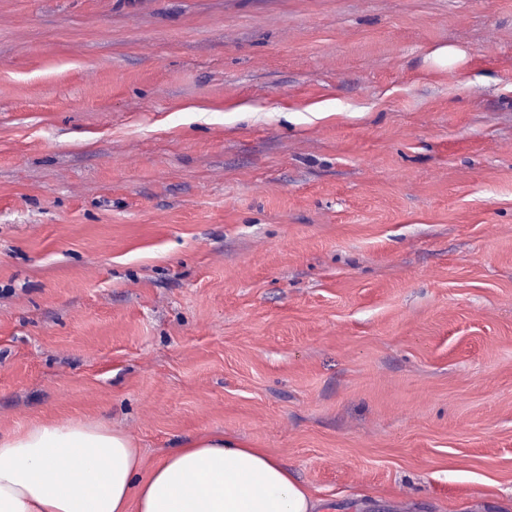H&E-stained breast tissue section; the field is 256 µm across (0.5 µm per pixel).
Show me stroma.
Listing matches in <instances>:
<instances>
[{"instance_id": "1", "label": "stroma", "mask_w": 512, "mask_h": 512, "mask_svg": "<svg viewBox=\"0 0 512 512\" xmlns=\"http://www.w3.org/2000/svg\"><path fill=\"white\" fill-rule=\"evenodd\" d=\"M69 420L512 512V0H0V435Z\"/></svg>"}]
</instances>
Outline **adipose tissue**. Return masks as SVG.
Listing matches in <instances>:
<instances>
[{
    "mask_svg": "<svg viewBox=\"0 0 512 512\" xmlns=\"http://www.w3.org/2000/svg\"><path fill=\"white\" fill-rule=\"evenodd\" d=\"M287 466L213 434L171 449L149 471L102 424H37L0 436V512H314Z\"/></svg>",
    "mask_w": 512,
    "mask_h": 512,
    "instance_id": "1",
    "label": "adipose tissue"
}]
</instances>
